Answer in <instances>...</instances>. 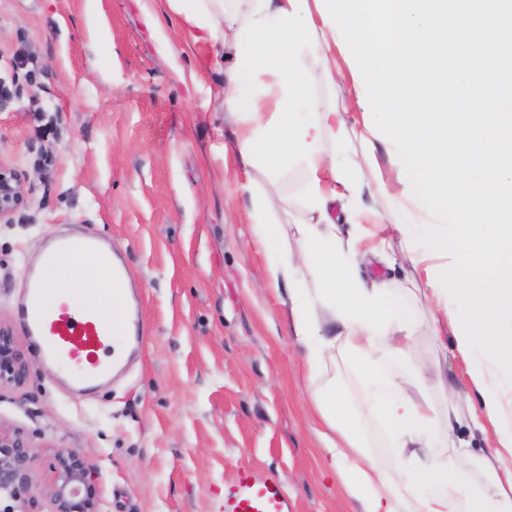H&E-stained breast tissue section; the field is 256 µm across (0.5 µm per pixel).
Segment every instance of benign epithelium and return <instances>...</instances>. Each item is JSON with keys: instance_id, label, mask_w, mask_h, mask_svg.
I'll list each match as a JSON object with an SVG mask.
<instances>
[{"instance_id": "benign-epithelium-1", "label": "benign epithelium", "mask_w": 512, "mask_h": 512, "mask_svg": "<svg viewBox=\"0 0 512 512\" xmlns=\"http://www.w3.org/2000/svg\"><path fill=\"white\" fill-rule=\"evenodd\" d=\"M24 201L20 175L0 163V222L9 221ZM29 373L26 353L10 328L0 321V385L21 386ZM32 459V446L20 433L0 428V512H38L32 493ZM50 499L51 512H99L91 468L79 453L67 450L55 456Z\"/></svg>"}]
</instances>
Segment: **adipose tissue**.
I'll list each match as a JSON object with an SVG mask.
<instances>
[{
    "label": "adipose tissue",
    "instance_id": "1",
    "mask_svg": "<svg viewBox=\"0 0 512 512\" xmlns=\"http://www.w3.org/2000/svg\"><path fill=\"white\" fill-rule=\"evenodd\" d=\"M194 29L195 40L223 49L224 119L230 124L243 169L276 183L299 168L307 178L299 219L281 223L280 200L266 189L251 197L249 219L265 248L264 282L284 289L281 302L290 332L303 352L312 412L328 431L325 452L360 512H512V448L497 446L474 458L470 438L485 434L491 416L474 405L475 383L429 394L441 366L413 354L420 303H428L433 336L451 326L446 299L430 286L428 268L439 258L408 251L390 210L377 201L405 205L415 221L426 211L407 200L400 181L385 180L379 141L363 122L312 95L310 77L336 78L338 36L316 17V0H166ZM341 205L351 233L331 214ZM407 259L415 276L406 294L394 296L388 279L365 276L372 261L395 266ZM70 270L61 280L62 270ZM40 272L51 300L69 296L108 325L120 323L121 306L102 266L65 255ZM347 353L359 376L374 381L379 358L397 363L391 396L374 411L384 420L400 457L385 466L366 451L344 396L321 379L337 351ZM466 427L469 438L456 437Z\"/></svg>",
    "mask_w": 512,
    "mask_h": 512
}]
</instances>
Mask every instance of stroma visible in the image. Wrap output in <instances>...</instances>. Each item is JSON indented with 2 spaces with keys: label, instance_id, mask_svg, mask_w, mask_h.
I'll return each instance as SVG.
<instances>
[{
  "label": "stroma",
  "instance_id": "1",
  "mask_svg": "<svg viewBox=\"0 0 512 512\" xmlns=\"http://www.w3.org/2000/svg\"><path fill=\"white\" fill-rule=\"evenodd\" d=\"M153 3L160 34L141 0H0V162L25 186L0 223V320L32 352L24 278L48 236L95 234L121 253L146 332L91 394L31 362L24 387H0V427L33 447L40 512L63 449L88 460L100 512H218L241 470L279 479L292 512H357L308 411L280 293L261 284L248 211L267 181L224 149V72ZM329 376L358 408L387 394L341 357Z\"/></svg>",
  "mask_w": 512,
  "mask_h": 512
}]
</instances>
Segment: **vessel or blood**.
<instances>
[{"label": "vessel or blood", "instance_id": "b4317fda", "mask_svg": "<svg viewBox=\"0 0 512 512\" xmlns=\"http://www.w3.org/2000/svg\"><path fill=\"white\" fill-rule=\"evenodd\" d=\"M65 253L81 254L102 264L113 283H123L128 272L114 260L111 250L94 236L53 239L44 254L52 262ZM20 318L29 335L37 340V358L69 372L81 390L93 389L116 364L115 356L100 358L98 352L108 340V327L90 310L52 308L40 275L28 277L23 288ZM219 512H292L291 501L281 481L242 472L224 493Z\"/></svg>", "mask_w": 512, "mask_h": 512}]
</instances>
